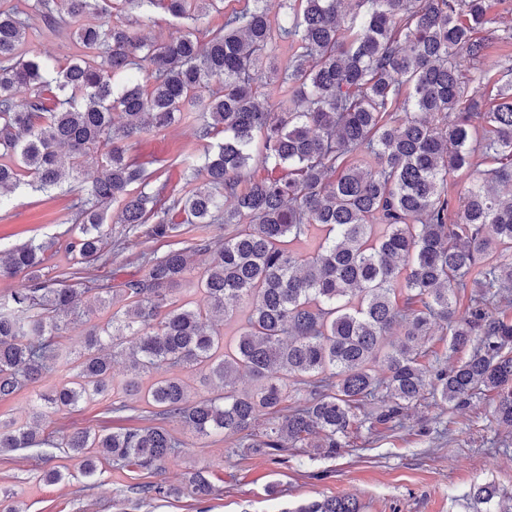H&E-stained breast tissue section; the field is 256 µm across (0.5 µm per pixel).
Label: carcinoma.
Returning <instances> with one entry per match:
<instances>
[{
  "label": "carcinoma",
  "instance_id": "1",
  "mask_svg": "<svg viewBox=\"0 0 512 512\" xmlns=\"http://www.w3.org/2000/svg\"><path fill=\"white\" fill-rule=\"evenodd\" d=\"M108 2L0 9V197L69 178L84 195L66 243L80 269L47 281L44 243L0 255V278L24 281L0 297V398L61 377L36 395L29 420H0V451L61 448L94 482L103 464L158 473L185 447L163 426L49 429L54 414L114 391L199 438L234 437L229 457L289 448L332 456L366 406L371 424L386 427L428 395L461 407L490 393L497 421L512 427V318L488 310L497 297L512 308L503 295L512 293V83L488 54L512 34L496 35L491 0H352L348 11L344 0H281L277 21L266 0H251L216 29L205 20L218 0H128L143 13L116 21ZM152 7L192 29L145 35ZM33 13L79 45L66 66L53 68L49 47L19 54ZM464 59L482 64L471 89ZM189 118L208 145L184 173L189 184L204 179L159 208L166 183L128 151ZM479 160L478 179L449 196L448 175ZM114 203L133 246L175 237L183 223L222 224L224 237H200L145 259L138 277L101 284L85 271L111 238ZM195 255L208 257L198 275ZM194 283L202 306L177 298ZM88 295L112 316L67 345L64 318L82 315ZM436 325L448 349L469 346L470 356L423 364ZM119 355L131 373L116 383ZM379 359L384 377L373 369ZM196 368L217 381L215 395L194 400L174 375ZM242 372L253 388L235 389ZM150 374L160 378L146 386ZM214 491L198 470L178 486L138 487L144 498L198 501ZM469 496L491 512L498 491L481 484ZM294 512L360 506L333 496Z\"/></svg>",
  "mask_w": 512,
  "mask_h": 512
}]
</instances>
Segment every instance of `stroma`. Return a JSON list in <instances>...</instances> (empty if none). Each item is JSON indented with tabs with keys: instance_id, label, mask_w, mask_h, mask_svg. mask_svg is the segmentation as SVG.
Returning <instances> with one entry per match:
<instances>
[{
	"instance_id": "stroma-1",
	"label": "stroma",
	"mask_w": 512,
	"mask_h": 512,
	"mask_svg": "<svg viewBox=\"0 0 512 512\" xmlns=\"http://www.w3.org/2000/svg\"><path fill=\"white\" fill-rule=\"evenodd\" d=\"M204 142L195 123L143 135L131 157L147 170H162L175 192H185L184 155L202 156ZM79 186L67 181L41 192L24 186L0 210V250L36 241L53 243L46 263L51 278L73 271L65 241L71 234L73 206ZM119 395L55 415L53 426L113 431L166 424L186 440L183 452L170 459L162 472L150 475L136 467L106 468L90 491L76 479L49 483L41 474L46 465L76 471L75 461L62 449L45 453L26 448L0 453V489H11L23 512H291L309 500L332 496L357 499L361 512H473L467 494L477 484L496 485L504 504H512V429L493 417L490 396L473 398L470 406L455 408L425 400L414 405L402 426L386 430L361 427L336 456L310 448H291L275 456L227 458L223 436H191L174 421H161L145 402L136 411L115 412ZM202 470L215 487L208 500L189 497L139 499L138 485L155 481L179 483L187 470Z\"/></svg>"
}]
</instances>
